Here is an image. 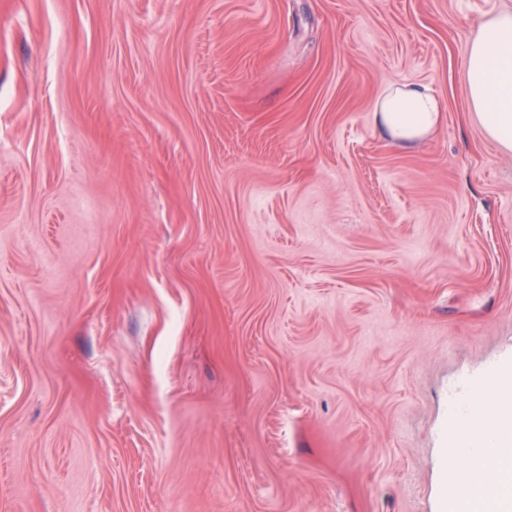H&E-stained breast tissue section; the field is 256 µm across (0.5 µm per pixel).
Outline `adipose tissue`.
<instances>
[{
    "instance_id": "1",
    "label": "adipose tissue",
    "mask_w": 512,
    "mask_h": 512,
    "mask_svg": "<svg viewBox=\"0 0 512 512\" xmlns=\"http://www.w3.org/2000/svg\"><path fill=\"white\" fill-rule=\"evenodd\" d=\"M471 111L487 137L512 151V12L479 22L464 63ZM443 105L425 84L387 85L374 119L383 139L411 144L432 133ZM453 462L465 466V485L449 497L459 512H481L492 502L495 512H512V370H501L489 388L477 391L465 425L450 439Z\"/></svg>"
}]
</instances>
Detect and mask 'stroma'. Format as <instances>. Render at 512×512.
<instances>
[{"mask_svg":"<svg viewBox=\"0 0 512 512\" xmlns=\"http://www.w3.org/2000/svg\"><path fill=\"white\" fill-rule=\"evenodd\" d=\"M503 11L0 0V512H445L448 404L512 364ZM464 76L470 110L486 136L512 151V12L479 22L466 48ZM442 113V102L428 85L390 84L377 100L374 119L383 139L408 145L432 133Z\"/></svg>","mask_w":512,"mask_h":512,"instance_id":"35a3bbf8","label":"stroma"}]
</instances>
